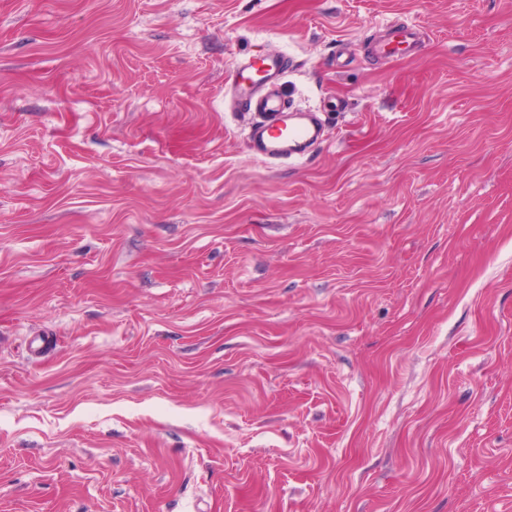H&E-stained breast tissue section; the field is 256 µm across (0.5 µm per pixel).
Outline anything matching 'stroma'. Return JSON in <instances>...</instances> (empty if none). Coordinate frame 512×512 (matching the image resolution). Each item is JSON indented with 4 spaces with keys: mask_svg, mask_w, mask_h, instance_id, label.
<instances>
[{
    "mask_svg": "<svg viewBox=\"0 0 512 512\" xmlns=\"http://www.w3.org/2000/svg\"><path fill=\"white\" fill-rule=\"evenodd\" d=\"M0 512H512V0H0ZM287 71L288 57L257 54L236 64L229 78L236 104L259 117L249 133V149L268 161L303 159L323 142L322 126L312 112L283 104L279 86Z\"/></svg>",
    "mask_w": 512,
    "mask_h": 512,
    "instance_id": "stroma-1",
    "label": "stroma"
}]
</instances>
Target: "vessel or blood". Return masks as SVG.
<instances>
[{
  "mask_svg": "<svg viewBox=\"0 0 512 512\" xmlns=\"http://www.w3.org/2000/svg\"><path fill=\"white\" fill-rule=\"evenodd\" d=\"M394 40L379 43L377 55L390 57L397 50L412 54L419 32L409 26L394 28ZM288 70L282 54H257L236 64L229 78L238 106L257 117L249 133L251 153L268 161L302 159L323 141V129L313 113L293 111L282 101L280 81Z\"/></svg>",
  "mask_w": 512,
  "mask_h": 512,
  "instance_id": "vessel-or-blood-1",
  "label": "vessel or blood"
}]
</instances>
